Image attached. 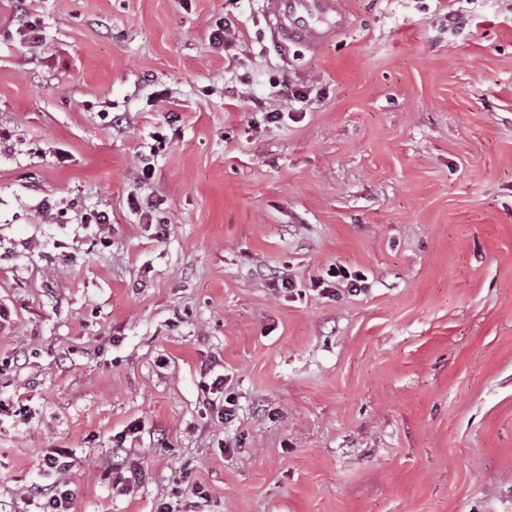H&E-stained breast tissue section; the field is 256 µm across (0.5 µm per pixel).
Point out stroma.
I'll return each instance as SVG.
<instances>
[{"mask_svg":"<svg viewBox=\"0 0 512 512\" xmlns=\"http://www.w3.org/2000/svg\"><path fill=\"white\" fill-rule=\"evenodd\" d=\"M344 7L0 0V512H512V0ZM266 25L285 42L317 51L349 25L342 0H262ZM69 483L57 478L53 482L46 484L35 491L33 500L37 499L40 512H70L73 494Z\"/></svg>","mask_w":512,"mask_h":512,"instance_id":"35a3bbf8","label":"stroma"}]
</instances>
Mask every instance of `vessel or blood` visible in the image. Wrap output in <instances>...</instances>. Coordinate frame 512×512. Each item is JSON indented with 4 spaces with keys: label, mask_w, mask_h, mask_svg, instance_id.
<instances>
[{
    "label": "vessel or blood",
    "mask_w": 512,
    "mask_h": 512,
    "mask_svg": "<svg viewBox=\"0 0 512 512\" xmlns=\"http://www.w3.org/2000/svg\"><path fill=\"white\" fill-rule=\"evenodd\" d=\"M263 16L279 38L314 51L350 25L343 0H263Z\"/></svg>",
    "instance_id": "b4317fda"
}]
</instances>
